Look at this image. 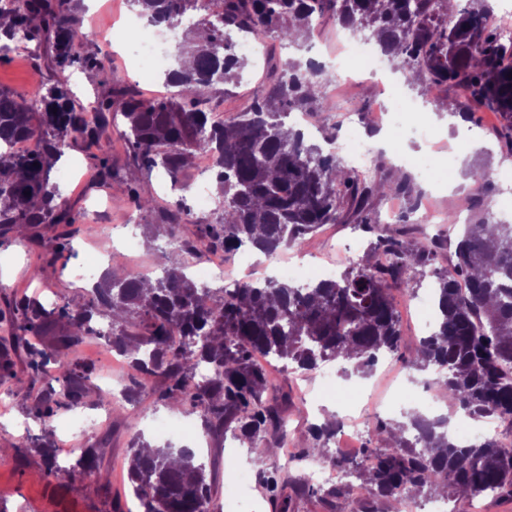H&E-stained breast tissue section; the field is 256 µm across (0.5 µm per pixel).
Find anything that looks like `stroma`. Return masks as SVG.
<instances>
[{
    "label": "stroma",
    "mask_w": 512,
    "mask_h": 512,
    "mask_svg": "<svg viewBox=\"0 0 512 512\" xmlns=\"http://www.w3.org/2000/svg\"><path fill=\"white\" fill-rule=\"evenodd\" d=\"M74 11L86 36L84 47L88 52L106 59V74L89 84H82L83 72L74 67L66 71L64 80L80 103L108 96L113 83L133 88L147 99L166 97L164 71L152 74L151 83L138 82L127 71L124 51L138 36L139 30H123L113 47L101 42L99 29L121 25L127 11L126 0H110L101 11H94L87 0H73ZM294 49L276 46L264 64L249 65L239 81L217 85L206 95L215 119H228L248 108L256 88L271 76L274 67L294 56ZM52 77L45 48L30 46L25 55L0 53V90L29 100L40 97ZM393 95L404 109L409 110V124L426 125L436 133L442 144L465 141V148L456 150L451 158L432 161L435 171L424 174L423 165L429 162L425 146L413 135L402 136L383 129L380 135L385 145L374 148L373 156L381 160L382 175L411 177L421 194H433V204L442 210H454L466 205V194L472 184L470 169L490 170L500 191L492 203L512 212V167L504 159L512 153V141L504 137V120L494 112L472 108L463 123L449 120L439 112L435 121L422 122L416 106L439 105L451 100H466L464 88L441 85L439 95L424 93L421 86L409 84L396 76L391 65H384L376 77L350 76L348 81L325 88L322 103L309 113L311 137L322 141L333 134L337 139L363 127L367 140L378 133L371 130L372 111L383 106L386 95ZM123 118L120 104H113L112 112L103 130V140L110 143V160L115 175L111 184H102L94 178L95 147L76 141L66 147L62 158L51 171V179L64 199L78 213L68 237L71 250L63 258H55V232L44 229L38 241H27L15 233L0 232V321L8 318L13 302L23 299L48 305L60 300L71 307H83L90 296V284L74 281L75 267L89 263L93 252L108 249L110 227L131 224L135 227L137 248L112 254V268L119 276L139 274L155 277L160 274L171 254L169 242H184L183 257L195 262V248L208 225L220 223L222 210L211 189L213 177H199L196 164H189L180 175L179 184L164 178L162 170H147L138 165L127 142L121 136ZM198 182L209 194L205 210L194 212L191 223L169 227L161 224L159 212L182 196V185ZM142 196L155 197L160 209L156 212L137 210L131 200V190ZM362 231L353 224H327L308 235L302 245L304 251L325 262L339 263L343 254L340 244L362 238ZM430 278H423L414 291L398 294L394 304L400 314L403 343L399 350L380 358L371 378L344 377L337 362L321 364L318 370L306 373L303 385L282 376L279 369L267 367L269 382L277 396L288 399L289 441L282 445L277 456L271 457L266 474L277 477L288 495L290 512H351L349 500L331 503L319 492L304 487L303 478L309 464L304 454L315 445L308 435L311 423L319 417H341L345 405L325 400L323 373H330L337 384L360 387L373 383V397L361 413L366 435L346 442V456H360L370 443L369 435L379 421L399 420L411 408L427 409L429 390L413 381L408 363L421 336L415 311L426 299L425 289ZM9 371H0V512H131L136 502L131 496L127 480V457L135 433H142L146 441L155 442L151 431L154 418L169 414L160 395L170 380L166 374L153 376L142 383L140 372L126 356L109 352L97 335H89L67 357L71 364L93 366L92 386L78 411L57 408L59 387L53 373L41 376L35 387L22 382L28 373V355L19 346L11 347ZM87 418L86 430L70 426L74 414ZM47 439L58 453L61 473H48L42 455L33 449L35 439ZM92 446L97 450L94 475L83 470H72L71 443ZM238 440L231 432L208 430L201 446L196 447L198 462L205 465L214 480L212 501L217 512H236L237 503L226 492L240 463L232 455Z\"/></svg>",
    "instance_id": "stroma-1"
}]
</instances>
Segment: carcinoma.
<instances>
[{
	"mask_svg": "<svg viewBox=\"0 0 512 512\" xmlns=\"http://www.w3.org/2000/svg\"><path fill=\"white\" fill-rule=\"evenodd\" d=\"M204 2L205 17L185 36L180 54L191 65L169 71L165 84L177 94L144 100L117 85L124 98L122 136L133 159L149 169L161 168L173 181L197 153L216 156L215 180L222 196V219L208 227V242L198 251L220 244L226 251L249 245L264 254L298 247L325 224H334L342 206L347 219L372 236L370 258L345 269L338 278L299 287L288 281L251 280L234 288L199 285L181 255L170 256L162 275L144 288V277L103 276L91 289L89 302L45 307L21 301L5 330L14 345H24L34 383L47 353L26 342L45 326L63 320L67 331L58 337L56 402L75 408L85 398L93 374L77 368L66 351L82 344L91 332L93 312H112V347L141 351L132 362L144 379L161 371L171 380L162 401L202 408L210 428L229 429L249 444L253 465L265 473L275 449L265 443L273 430L284 433L282 403L271 395L256 354L269 355L295 369L312 371L326 361H341L357 373L374 369L385 353L402 342L400 319L390 289L408 291L417 278L436 279L435 322L421 337L409 362L434 370V385L448 407L471 417H512V224L494 220L489 199L497 191L491 173L475 177L469 198L473 215L462 225L453 261L436 266L448 244L441 234L425 241L419 228H390L372 219L369 204L379 193L404 198L413 212L421 193L406 175L359 179L335 153L309 141L304 130L287 126L283 117L321 99L324 87L312 61H292L261 85L250 108L229 120H215L206 108L205 90L239 78L246 62L232 52L226 34L237 31L294 46L309 34L312 20L331 15L353 34H369L380 51L423 87L455 84L468 90L469 101H452L448 109L465 117L473 103L500 113L512 138V43L504 44L487 25L489 0H466L448 11V0H130L139 14L169 28L180 25L190 10ZM0 52L20 43L36 42L47 49L54 79L40 96L39 106L0 91V226L23 236L42 224L70 225L72 207L50 181V172L64 148L83 139L95 146L96 176L112 180L108 143L100 131L112 111V98L98 103L95 116L76 106L60 79L79 67L94 74L104 62L83 51V33L71 0H0ZM37 138L36 153L6 150L15 139ZM210 379L195 382L200 366ZM337 423L310 427L316 441H330ZM375 447L361 459L338 453L324 456L336 470L363 481L370 497L361 512L403 495L464 493L475 497L491 489L512 495V447L490 435L478 444L461 445L448 434V417L407 413L402 420L376 428ZM138 437L128 464V481L139 512H209L211 481L195 453L187 448L155 447ZM278 512H288V497L273 475L267 476Z\"/></svg>",
	"mask_w": 512,
	"mask_h": 512,
	"instance_id": "1",
	"label": "carcinoma"
}]
</instances>
